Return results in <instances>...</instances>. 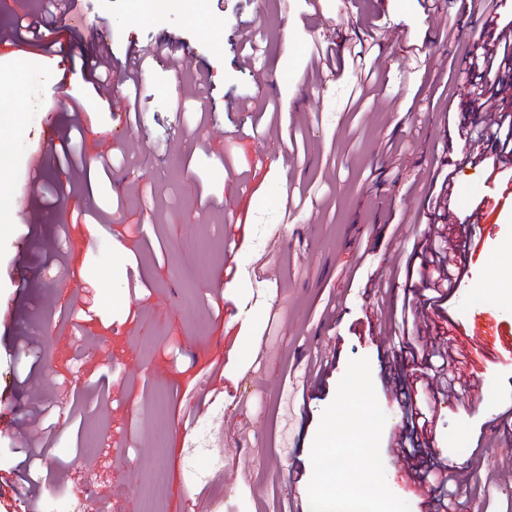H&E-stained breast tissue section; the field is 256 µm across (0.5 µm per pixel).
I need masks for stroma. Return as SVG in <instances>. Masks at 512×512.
<instances>
[{
	"label": "stroma",
	"mask_w": 512,
	"mask_h": 512,
	"mask_svg": "<svg viewBox=\"0 0 512 512\" xmlns=\"http://www.w3.org/2000/svg\"><path fill=\"white\" fill-rule=\"evenodd\" d=\"M78 8L112 48L109 97L82 69L94 43L60 18L51 20L50 50L0 45V100L16 115L0 125V178L8 185L0 193V512H24L19 430L33 375L52 408L43 512H85L89 495L107 512H143L151 496L160 512L190 504L196 512H282L293 499L312 512L317 486L341 494L362 471L375 476L378 512H427L388 447L400 418L386 384L388 347L370 327L371 276L390 277L396 229L412 239L435 234L430 178L441 159H452L464 194L446 223L467 262L447 309L432 317L464 337L486 309L512 325V299L484 279L487 266L512 269V203L494 211L481 241L471 240L464 220L489 184L503 182L491 166L470 162L458 138L460 126L480 118L463 61L482 33L479 5L440 0L434 12L424 0H322L315 11L305 0H167L149 11L139 0H79ZM448 11L459 18L450 41L438 34ZM242 20L262 33L256 67L265 84L238 65ZM370 32L383 42L380 91L353 113L348 52ZM322 37L333 51L317 78L309 59ZM170 39L190 64L175 70L151 61L140 76V112L128 114V52ZM197 62L208 81L191 99L185 88ZM238 93L254 111L227 109ZM76 100L86 165L70 170L59 159ZM391 138L405 141L401 155L385 153ZM127 146L132 152L111 178L95 173L96 155ZM72 183L70 211L50 208L49 189ZM302 189L315 206L284 224L287 194ZM83 210L94 218L73 223ZM264 253L277 275L259 292L250 265ZM230 262L237 272L229 279ZM354 264L359 270L347 278ZM389 287L382 315L390 322L406 282L391 279ZM73 294L94 295L93 320L69 307ZM331 294L340 312L325 320ZM35 333L39 341L27 345ZM329 345L335 367L303 400L301 383L285 375ZM215 361L223 376L207 379ZM130 362L137 372L127 371ZM482 363L480 401L463 408L437 396L433 432L451 463L483 446L488 470L501 467L512 441V420L503 416L512 406V354L487 348ZM363 441L370 455L325 471L321 448ZM85 456L96 457L94 468L82 467ZM295 465L303 477L293 484ZM459 501L512 512V490L485 487L482 474Z\"/></svg>",
	"instance_id": "stroma-1"
}]
</instances>
